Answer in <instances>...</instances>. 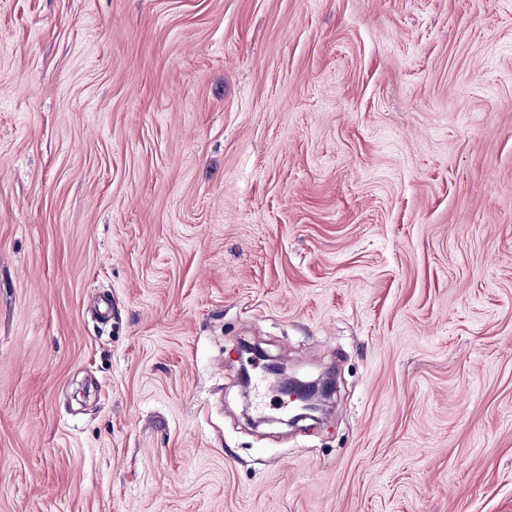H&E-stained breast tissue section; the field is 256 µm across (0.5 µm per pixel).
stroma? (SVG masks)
Returning a JSON list of instances; mask_svg holds the SVG:
<instances>
[{
  "mask_svg": "<svg viewBox=\"0 0 512 512\" xmlns=\"http://www.w3.org/2000/svg\"><path fill=\"white\" fill-rule=\"evenodd\" d=\"M0 512H512V0H0ZM272 372L281 383L284 393L287 394L290 400L296 405L298 413H296L292 419L303 417L306 412L314 410L313 399L318 391L316 386L302 384L290 379H288V381L281 380L278 378V373L275 369H272Z\"/></svg>",
  "mask_w": 512,
  "mask_h": 512,
  "instance_id": "1",
  "label": "stroma"
}]
</instances>
